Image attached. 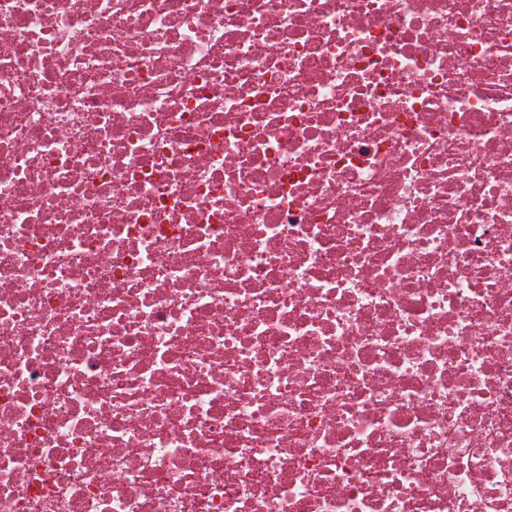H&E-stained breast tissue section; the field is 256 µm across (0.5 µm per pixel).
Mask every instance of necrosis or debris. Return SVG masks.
Masks as SVG:
<instances>
[{
	"label": "necrosis or debris",
	"mask_w": 512,
	"mask_h": 512,
	"mask_svg": "<svg viewBox=\"0 0 512 512\" xmlns=\"http://www.w3.org/2000/svg\"><path fill=\"white\" fill-rule=\"evenodd\" d=\"M0 512H512V0H0Z\"/></svg>",
	"instance_id": "1"
}]
</instances>
